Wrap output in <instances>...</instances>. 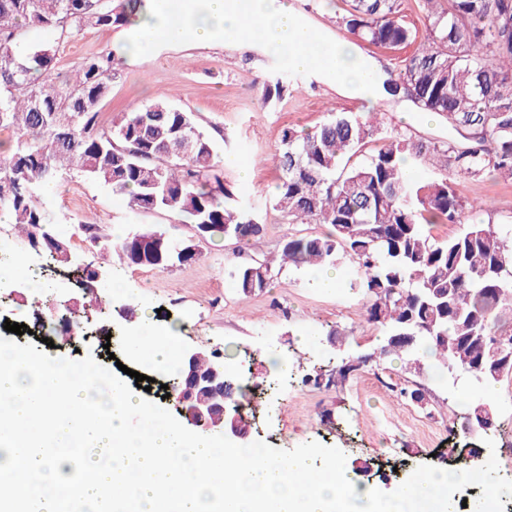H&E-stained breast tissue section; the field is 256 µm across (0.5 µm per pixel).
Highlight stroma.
I'll return each instance as SVG.
<instances>
[{"label": "stroma", "instance_id": "35a3bbf8", "mask_svg": "<svg viewBox=\"0 0 512 512\" xmlns=\"http://www.w3.org/2000/svg\"><path fill=\"white\" fill-rule=\"evenodd\" d=\"M291 2L317 33L349 40V33L336 25L342 0ZM124 37V28L115 26L72 33L59 42L55 70L69 78L85 57L114 52L111 90L98 108L99 128L111 129L124 113L163 99L193 113L217 146L215 161L225 188L235 203L258 216L265 231L246 244L200 241L198 259L165 270L130 267L115 256L105 260L85 242L79 222H95L115 240L143 225L163 228L180 239L194 237V228L177 214L132 210L125 196L71 171L45 201L65 234L72 261L49 265L37 253L20 256L19 276L0 283V321L33 324L38 303L53 297L80 310L85 294L76 270L98 267L104 274L98 288L109 315L74 318L75 333L67 338L46 324L38 350L69 360L89 356L111 369L120 363L152 376L147 400L171 411L175 405L164 399L163 387L172 383L174 370L152 372L128 354V340L147 314L154 328L176 327L180 351L203 350L222 357L246 392L242 405L250 441L282 450L312 441L338 447L357 485L385 492L398 488L420 465L468 470L492 455L501 475L512 477V376L494 389L495 430L463 434L464 410L456 403V391L410 371L399 359L372 360L381 333L366 320L367 298L352 288L359 273L348 256L336 259L340 282L332 293L313 287L316 271L310 266L275 268L268 288L248 295L238 291L230 276L234 266L277 257L289 233H329V225L295 226L272 209L278 172L268 158L278 150L283 128L311 130L330 114L359 113L358 100L314 73L288 70L255 46L188 43L127 57L120 53ZM267 77L287 82L282 101L263 103L259 82ZM377 110L388 132L432 142L455 137L442 118L427 117L408 99L383 98ZM242 163L251 168L249 178L240 176ZM461 192L467 205L462 224L433 225L435 239L457 236L466 223L512 228V183L465 177ZM121 306L132 308L134 322L117 316ZM49 339L54 342L50 348L45 345ZM335 352L354 359L366 356L370 362L337 388L308 382V374ZM402 387L424 389L428 409L400 397ZM488 438L495 443L494 451L483 448ZM473 446L482 450L476 461L468 457Z\"/></svg>", "mask_w": 512, "mask_h": 512}]
</instances>
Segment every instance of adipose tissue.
Here are the masks:
<instances>
[{"label":"adipose tissue","instance_id":"adipose-tissue-1","mask_svg":"<svg viewBox=\"0 0 512 512\" xmlns=\"http://www.w3.org/2000/svg\"><path fill=\"white\" fill-rule=\"evenodd\" d=\"M226 39L261 46L291 70H310L373 108L386 74L350 42L327 39L301 20L290 0H145L125 48L140 55L186 41Z\"/></svg>","mask_w":512,"mask_h":512}]
</instances>
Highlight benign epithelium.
<instances>
[{"instance_id": "7a95c632", "label": "benign epithelium", "mask_w": 512, "mask_h": 512, "mask_svg": "<svg viewBox=\"0 0 512 512\" xmlns=\"http://www.w3.org/2000/svg\"><path fill=\"white\" fill-rule=\"evenodd\" d=\"M202 351L183 358V377L170 390V400L186 423L197 432L228 435L240 442L248 437L242 404L234 397L235 386H225V369L216 365L207 372L197 368Z\"/></svg>"}]
</instances>
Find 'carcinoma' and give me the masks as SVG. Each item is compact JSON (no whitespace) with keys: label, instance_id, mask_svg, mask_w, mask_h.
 <instances>
[{"label":"carcinoma","instance_id":"obj_1","mask_svg":"<svg viewBox=\"0 0 512 512\" xmlns=\"http://www.w3.org/2000/svg\"><path fill=\"white\" fill-rule=\"evenodd\" d=\"M339 24L358 40L399 50L416 45L400 71L384 81L385 92L401 95L421 111L448 121L471 144L429 143L392 135L378 113L337 115L310 132L283 129L273 164L279 170L273 209L290 224H329V236L291 234L281 242V262L324 266L340 254L354 259L370 298L367 322L383 335L379 355L405 356L414 372L426 369L441 381L468 385L465 419L477 422L493 407L490 382L512 375L491 365L501 349L512 356V244L492 224H468L454 239L438 241L431 224H459L465 208L458 176L490 174L512 180V0H418L428 26L423 42L405 24L402 0H344ZM142 0H0V130L16 134L0 157V207L9 211L29 247L64 263L44 239L59 233L43 206L59 171L75 166L87 179L129 197L140 212L177 213L204 224L209 239L240 236L247 243L265 225L232 202L214 173L215 143L193 114L156 101L124 115L110 130L97 129L99 104L112 82L114 55L83 59L75 79L51 73L50 41L23 54L14 46L24 27L62 37L86 26L128 23ZM267 103L282 99L283 80L262 81ZM195 128L188 141L176 133ZM370 142L378 147L361 163L343 164ZM426 159L445 175L431 181L407 177L409 159ZM86 239L101 253L115 252L131 267L162 270L178 263L139 259L137 239H162L181 246L159 228L139 229L112 240L91 222ZM266 261L231 271L248 295L268 287ZM360 367L344 361L313 377L335 386Z\"/></svg>","mask_w":512,"mask_h":512}]
</instances>
